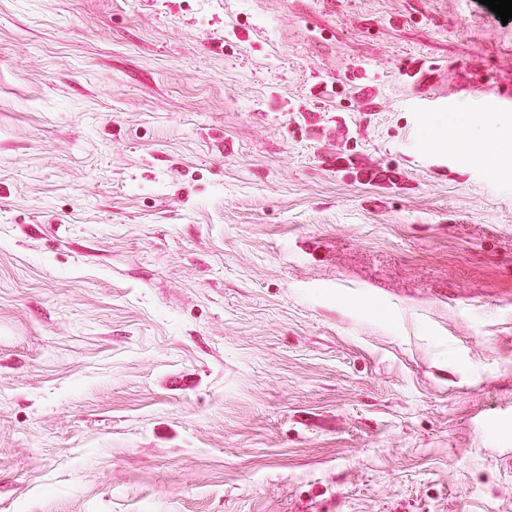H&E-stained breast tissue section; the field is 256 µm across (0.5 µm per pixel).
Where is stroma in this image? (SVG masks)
Masks as SVG:
<instances>
[{
	"label": "stroma",
	"mask_w": 512,
	"mask_h": 512,
	"mask_svg": "<svg viewBox=\"0 0 512 512\" xmlns=\"http://www.w3.org/2000/svg\"><path fill=\"white\" fill-rule=\"evenodd\" d=\"M508 450L512 20L0 0V512H512Z\"/></svg>",
	"instance_id": "obj_1"
}]
</instances>
